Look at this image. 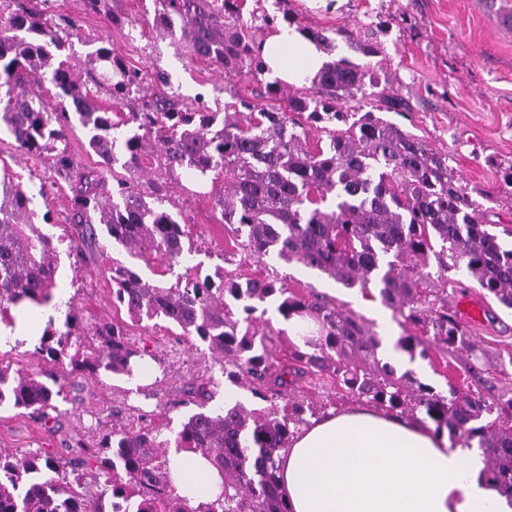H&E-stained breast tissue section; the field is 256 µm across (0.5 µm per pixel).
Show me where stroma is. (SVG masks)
<instances>
[{
	"mask_svg": "<svg viewBox=\"0 0 512 512\" xmlns=\"http://www.w3.org/2000/svg\"><path fill=\"white\" fill-rule=\"evenodd\" d=\"M111 6L122 16L121 24H108L84 0H46L51 24L71 34L66 49L71 63H79L100 42H108L130 66L164 73L169 91L188 103L203 98L214 112L223 111L231 97L250 101L262 90V82L245 76L225 77L216 65L188 58L176 52L170 40L156 37L147 24L154 15L155 0H112ZM245 8L250 12L249 32L258 42L271 32L264 14L279 10L297 26L337 32L340 56L349 52L346 35L372 36L381 48L376 61L389 77L390 93L411 107L408 121L392 112L387 113V120L403 122L430 148L448 151L469 185L497 190L498 165L512 162V30L496 26L483 0H343L336 10L316 12L307 9L303 0H246ZM0 169L34 194L36 213L51 216L42 231L59 238L60 250H67L73 237L65 222L72 192L48 157L21 152L4 134L0 136ZM169 193L188 221L196 253L193 271L174 266L163 277L166 284L188 273L216 282L241 281L257 273L255 259L238 252L230 230L219 224L220 213L211 196L189 198L174 185ZM123 255L120 247L109 243L100 251L85 246L78 255L62 258L60 272L68 279L69 298L85 325L91 327L103 319L117 323L128 342L149 353L155 369L151 381L133 389L123 378L74 372L62 378V394L48 419L0 407V448L46 452L64 463L75 457L84 459L79 490L89 497L103 483L98 451L112 428L173 437L184 417L196 409L190 395L194 380L203 377L218 389L226 387L224 363L214 359L206 345L192 343L177 327L162 321L131 322L126 311L113 304L107 267ZM274 268L296 294L316 291L363 316L378 335H402V327L377 291L346 288L297 263L278 262ZM467 299L485 310L481 321L467 326L491 381L485 394L492 400L512 396V310L466 277L454 302L459 305ZM471 364V357L463 351L436 349L431 360H405L397 369L413 370L436 390L453 387L465 392L475 387ZM289 394L296 401L314 404L320 415L356 403L325 375H306L290 387Z\"/></svg>",
	"mask_w": 512,
	"mask_h": 512,
	"instance_id": "obj_1",
	"label": "stroma"
}]
</instances>
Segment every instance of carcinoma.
Masks as SVG:
<instances>
[{
  "mask_svg": "<svg viewBox=\"0 0 512 512\" xmlns=\"http://www.w3.org/2000/svg\"><path fill=\"white\" fill-rule=\"evenodd\" d=\"M244 0H156L151 28L227 75H264L260 47L244 22ZM297 31L328 56L307 88L285 91L265 84L258 102H231L210 112L155 91L149 71L130 68L106 45L79 67L62 58L66 39L44 12L0 3V131L26 153H46L72 189L70 221L80 243L92 245L98 227L127 261L108 268L112 301L137 322L162 320L224 357V377L249 391L257 408L236 400L213 406L207 383L191 386L198 411L174 440L151 432L114 430L101 444L100 493L77 491L69 472L82 459L59 465L38 452L0 448V512H290L279 489V452L313 407L288 398L292 378L330 375L340 388L388 415L431 422L454 444L478 440L490 479L512 501V397L490 401L479 390L448 393L397 373L380 357L382 340L363 317L315 291L296 295L286 280L264 271L215 285L186 279L166 287L145 276L139 262L155 256L166 267L195 252L186 223L166 207L168 182L179 172L210 180L208 195L237 247L263 263L274 258L316 270L346 288L378 290L382 302L413 327L397 348L410 359L428 356V345L460 349L480 358L475 343L448 303L431 289L454 271L474 280L512 309V248L486 227L498 196L471 187L417 135L369 110L346 107L371 98L376 109L404 118L408 106L387 92V78L370 63L336 57L325 28ZM365 58L380 53L371 40L350 39ZM55 89L54 107L43 98ZM104 88L112 108L98 106L93 88ZM128 110L126 118L113 116ZM78 126L100 159V169L75 166L66 131ZM324 144L309 143L312 131ZM121 165L123 175L105 172ZM33 197L12 175L0 176V322L14 323L21 303L52 300L59 254L51 236L34 224ZM286 321L308 317L316 331L292 364L273 369L266 345L267 305ZM95 343L71 309L60 327L49 323L35 353L50 367L36 377L0 368V392L17 409L45 416L62 393L65 372L133 375L144 352L108 321L92 329ZM285 400L284 407L273 399ZM198 454L217 471L219 493L192 506L173 485L169 448Z\"/></svg>",
  "mask_w": 512,
  "mask_h": 512,
  "instance_id": "carcinoma-1",
  "label": "carcinoma"
}]
</instances>
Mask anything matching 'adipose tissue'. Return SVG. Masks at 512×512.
Instances as JSON below:
<instances>
[{
  "mask_svg": "<svg viewBox=\"0 0 512 512\" xmlns=\"http://www.w3.org/2000/svg\"><path fill=\"white\" fill-rule=\"evenodd\" d=\"M260 55L271 76L294 86L310 83L325 61L293 28L271 32ZM186 458L169 456L174 485L191 505L211 500L216 472L200 457L185 468ZM279 465L291 512H512L488 480L478 446H451L431 427L367 407L310 419Z\"/></svg>",
  "mask_w": 512,
  "mask_h": 512,
  "instance_id": "obj_1",
  "label": "adipose tissue"
}]
</instances>
